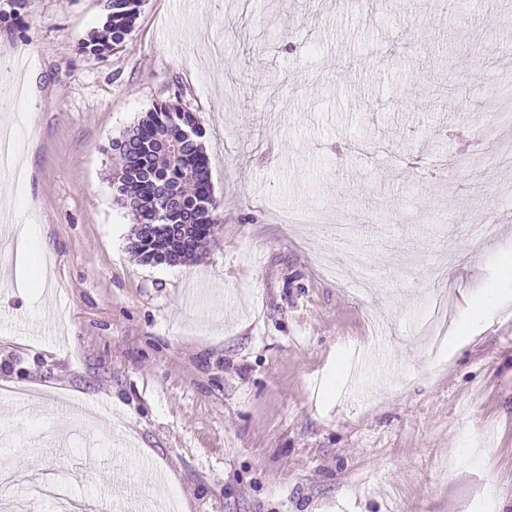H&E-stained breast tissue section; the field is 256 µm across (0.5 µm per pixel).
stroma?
Listing matches in <instances>:
<instances>
[{"instance_id": "stroma-1", "label": "stroma", "mask_w": 512, "mask_h": 512, "mask_svg": "<svg viewBox=\"0 0 512 512\" xmlns=\"http://www.w3.org/2000/svg\"><path fill=\"white\" fill-rule=\"evenodd\" d=\"M102 14L26 0L0 25V137L31 159L0 201L35 227L0 272V388L24 407L0 406L7 512L119 500L143 460L179 512H512V0H143L121 46L81 53ZM178 87L222 222L149 265L111 143ZM57 478L68 500L36 499ZM425 326L429 331V343L433 351H437L447 341L448 310L447 306L438 302L429 305Z\"/></svg>"}]
</instances>
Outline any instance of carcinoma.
I'll return each instance as SVG.
<instances>
[{
	"instance_id": "cac0c4a2",
	"label": "carcinoma",
	"mask_w": 512,
	"mask_h": 512,
	"mask_svg": "<svg viewBox=\"0 0 512 512\" xmlns=\"http://www.w3.org/2000/svg\"><path fill=\"white\" fill-rule=\"evenodd\" d=\"M25 0H6L0 24H12ZM139 0H108L104 33L88 34L79 49L102 56L133 32ZM203 127L183 89L158 102L129 132L112 141L119 158L112 190L135 224L128 249L141 263L177 265L204 251L221 223L213 199Z\"/></svg>"
}]
</instances>
